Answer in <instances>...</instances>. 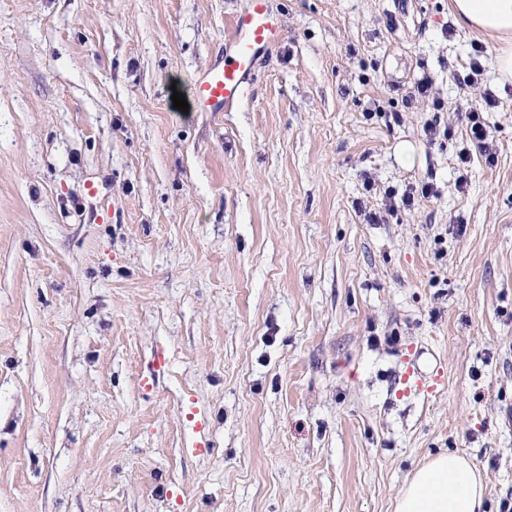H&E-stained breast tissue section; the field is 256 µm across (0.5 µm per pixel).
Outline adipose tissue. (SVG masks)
<instances>
[{"mask_svg":"<svg viewBox=\"0 0 512 512\" xmlns=\"http://www.w3.org/2000/svg\"><path fill=\"white\" fill-rule=\"evenodd\" d=\"M452 8L461 26L495 41L498 78L512 82V0H452ZM394 512H485L483 473L459 453L438 454L415 470Z\"/></svg>","mask_w":512,"mask_h":512,"instance_id":"adipose-tissue-1","label":"adipose tissue"}]
</instances>
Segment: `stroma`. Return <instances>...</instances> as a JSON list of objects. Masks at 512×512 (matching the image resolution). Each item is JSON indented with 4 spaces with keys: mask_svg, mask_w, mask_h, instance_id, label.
I'll use <instances>...</instances> for the list:
<instances>
[{
    "mask_svg": "<svg viewBox=\"0 0 512 512\" xmlns=\"http://www.w3.org/2000/svg\"><path fill=\"white\" fill-rule=\"evenodd\" d=\"M449 4L269 0L184 113L249 0H0V512H393L447 450L512 503V83ZM279 36L268 0H250L248 9L234 20L233 36L226 43L228 61L206 70L195 81L193 96L198 111L221 112L237 101L257 54ZM481 108L471 107L467 114L468 134L471 143L479 150L485 162L494 165L497 159L494 139L489 125L485 122ZM406 364L405 371L401 378L403 388L400 390L404 395H425L435 393L442 385L443 377L439 371L431 375H426L413 366L408 357H404Z\"/></svg>",
    "mask_w": 512,
    "mask_h": 512,
    "instance_id": "35a3bbf8",
    "label": "stroma"
}]
</instances>
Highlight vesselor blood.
Wrapping results in <instances>:
<instances>
[{"mask_svg":"<svg viewBox=\"0 0 512 512\" xmlns=\"http://www.w3.org/2000/svg\"><path fill=\"white\" fill-rule=\"evenodd\" d=\"M280 36L275 14L268 0H250L248 9L233 23V36L226 45L228 60L214 66L195 81L194 102L198 111L220 112L237 101L257 54L273 45ZM441 373L427 375L406 366L401 378L406 395H430L441 386Z\"/></svg>","mask_w":512,"mask_h":512,"instance_id":"vessel-or-blood-1","label":"vessel or blood"}]
</instances>
